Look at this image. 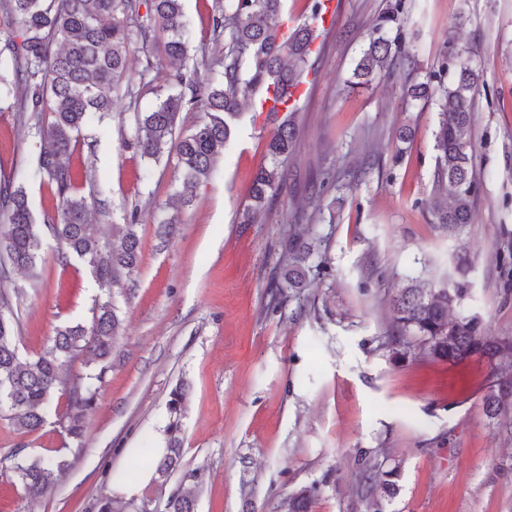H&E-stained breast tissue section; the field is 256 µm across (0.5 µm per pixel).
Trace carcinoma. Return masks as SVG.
Wrapping results in <instances>:
<instances>
[{"label": "carcinoma", "mask_w": 512, "mask_h": 512, "mask_svg": "<svg viewBox=\"0 0 512 512\" xmlns=\"http://www.w3.org/2000/svg\"><path fill=\"white\" fill-rule=\"evenodd\" d=\"M145 14H140V8ZM405 0H394L367 35L353 69L349 88L366 87L388 73L393 58L413 62L406 46ZM213 35L224 37L223 68L219 77L202 78L198 67H180L169 73L180 91L169 95L149 112L137 116L133 138L122 143L140 157L158 161L174 155L183 172L182 203L192 202L193 189L205 181L224 146L231 140L241 108L252 96L273 106L268 115L285 112L283 121L267 144L265 161L255 172L245 221L264 209L283 185L281 163L290 156L299 138L295 121L298 98L315 41L311 24L296 22L283 31V0H215L211 15ZM0 32L7 36L4 50L10 55L11 88L24 94L13 106L17 122L47 121L38 126V168L59 199L57 213L38 224L28 204L25 188L7 178L0 182V418L16 429L40 430L49 416L65 438V449L84 447L86 418L96 402L97 389L112 368V350L121 320L112 301V289L123 288L138 268L141 237L136 219L112 225L107 232L90 224L91 203L79 189V172L73 156L83 128L102 122L115 111L110 92L120 87L133 95L128 81V51L136 39L156 46L155 61L181 64L189 56L185 38L182 0H0ZM484 83L481 69L458 56L443 58L427 81L407 89L416 101L436 102L439 121L433 134L434 190L426 201L432 224L449 237L461 236L472 223L477 183L473 177L472 125L475 94ZM204 112L208 119L189 133L176 134L184 108ZM50 237L66 257L84 265L104 296L97 299L91 321L63 324L55 330L44 353L22 359L18 348V322L8 301L5 271L36 274L44 239ZM324 239L307 241L288 227V248L279 270L282 279L274 288H288V299L303 306L302 289L309 275L327 269ZM471 264L457 257L453 271L439 278L412 277L391 299L395 328L386 345L395 357L419 354L449 363L473 356L493 366L494 380L483 396L491 420L512 418V337L483 335V322L474 315L455 319L449 311L470 294ZM85 373L64 375L76 361ZM188 386L177 385L170 393L165 453L154 466L156 481L164 485L182 468L181 418ZM67 467L55 460L31 459L18 452L7 470L14 474L25 498H42ZM398 466L383 469L366 464L362 487L372 497L373 512H383L382 499L397 490ZM320 486L313 483L288 496L284 512H312ZM163 512H196L193 490L178 487L166 498Z\"/></svg>", "instance_id": "obj_1"}]
</instances>
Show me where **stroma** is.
Instances as JSON below:
<instances>
[{
    "label": "stroma",
    "mask_w": 512,
    "mask_h": 512,
    "mask_svg": "<svg viewBox=\"0 0 512 512\" xmlns=\"http://www.w3.org/2000/svg\"><path fill=\"white\" fill-rule=\"evenodd\" d=\"M321 29L299 99L300 139L283 165L282 192L251 224L243 213L275 127L242 117L212 176L181 206L174 161L122 149L135 116L174 94L168 68L147 70L151 44L129 56L138 98L86 127L74 156L81 187L99 205L98 226L141 219V260L130 287L115 290L122 318L112 368L87 416L79 453L62 454L53 423L34 433L0 419V459L15 452L68 467L44 498H24L0 469V512H98L112 475L130 469L134 450L162 447L167 402L179 381L191 390L182 418L183 470L167 485L146 481L124 512H162L184 473L201 477L196 512H280L301 486L321 482L312 512H371L360 492L363 459L399 466V491L386 512H512V434L489 420L483 396L492 372L477 357L457 365L414 356L395 360L383 345L389 300L423 269L450 271L458 247L474 260L460 315L479 314L486 335L512 336V288L499 251L512 247V0H405V38L416 57L357 91L347 81L387 0H337ZM213 0H183L190 50L219 61L209 17ZM472 54L485 85L473 115L479 192L462 239L440 235L424 203L432 189L437 107L408 103L406 85L425 80L450 52ZM12 98L0 100V177L20 176L36 221L59 199L38 171L40 138L19 126ZM410 125V143L397 131ZM336 186L309 202L312 175ZM180 221L157 236L159 222ZM327 240L328 269L310 281L303 312L272 310L269 293L288 227ZM40 276L13 275L23 291L13 307L23 356L40 354L56 326L89 322L100 296L77 261L45 239Z\"/></svg>",
    "instance_id": "35a3bbf8"
}]
</instances>
